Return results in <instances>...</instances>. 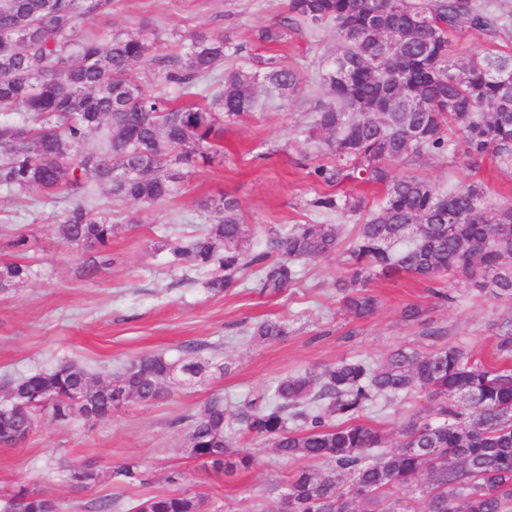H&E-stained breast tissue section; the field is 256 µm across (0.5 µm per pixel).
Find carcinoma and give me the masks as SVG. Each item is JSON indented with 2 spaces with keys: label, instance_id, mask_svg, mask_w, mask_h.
<instances>
[{
  "label": "carcinoma",
  "instance_id": "carcinoma-1",
  "mask_svg": "<svg viewBox=\"0 0 512 512\" xmlns=\"http://www.w3.org/2000/svg\"><path fill=\"white\" fill-rule=\"evenodd\" d=\"M111 0H0V188L13 196L54 199L62 191L107 186L113 198L152 204L170 197L183 170L211 159L223 119L250 112L257 84L286 99L301 88L286 64L259 62L231 70L206 94L198 83L224 60L222 35L194 34L184 55L158 52V37L143 30L109 39L80 34V21L103 13ZM336 26L340 48L321 79L331 100L318 104L308 139L325 145L310 175L328 187L364 182L384 191L369 211L348 254L342 311L365 318L378 307L368 283L377 277L413 276L435 282L461 274L477 292L512 301V204L490 208L484 187L470 183L440 192L398 164L454 151L472 169L493 156L512 168V54L458 59L451 36L467 25L492 30L499 18L472 0H288V16L260 31L278 41L289 23ZM348 77L336 81L337 62ZM147 64L165 87L188 99L177 105L129 79ZM91 132L97 152L84 150ZM309 206L323 213H356L361 201L323 193ZM238 202L210 203L204 233L170 248V263L212 269L208 288L227 292L256 278L277 292L294 276L292 263L326 257L339 247L338 224H297L270 231L266 250L246 248L249 233ZM62 240L100 251L115 227L74 200L58 226ZM279 258H272L273 253ZM29 266L0 267V290L25 280ZM260 340L288 335L280 320L250 330ZM500 358L512 356V323L495 336ZM204 370L188 356L146 355L101 380L75 362L6 381L11 412L0 413V444L26 439L45 413L66 424L95 423L127 403L151 405L168 394L177 376ZM412 390L433 408L405 420L398 438L361 418L381 399ZM269 441L289 459L322 460L329 469L302 468L282 487L276 512H512V368L473 360L459 348L428 352L398 349L385 361H342L287 376L273 393L244 401L230 412L209 401L189 420L191 457L216 473L251 464L237 455L224 426ZM82 488L102 472L93 463L68 469ZM405 490L408 496L396 492ZM26 512H57L44 493L25 486L6 496ZM135 512H209L198 493L157 494Z\"/></svg>",
  "mask_w": 512,
  "mask_h": 512
}]
</instances>
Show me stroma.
Listing matches in <instances>:
<instances>
[{
  "instance_id": "35a3bbf8",
  "label": "stroma",
  "mask_w": 512,
  "mask_h": 512,
  "mask_svg": "<svg viewBox=\"0 0 512 512\" xmlns=\"http://www.w3.org/2000/svg\"><path fill=\"white\" fill-rule=\"evenodd\" d=\"M474 2L507 24L494 31L462 27L452 37L455 54L512 51V0ZM286 14L287 0H112L108 11L82 23L83 34L96 36L156 29L162 52L169 54L184 53L193 34H220L231 47L224 69L250 70L276 59L302 74L303 88L286 101L259 88L257 107L225 123L211 161L189 169L178 193L165 201L116 202L98 188L95 203L116 226L104 251L92 254L62 241L63 205L33 196L0 202V264L21 262L31 270L28 279L0 291V385L68 361L106 380L140 357L161 353L175 360L190 347L205 366L197 378L172 385L159 402L123 405L91 427L79 419L59 424L39 417L25 441L0 445V499L25 485L44 490L58 512H88L89 504L115 496L120 504L114 512H133L150 493L203 492L211 512H274L279 484L299 468H319V461L281 457L232 424L226 432L234 449L251 457L250 468L229 477L205 470L185 447L187 416L214 398L236 403L288 375L345 360L377 361L398 349L454 346L474 359L493 360L494 336L512 320V302L477 293L461 275L434 287L409 277L375 280L370 288L379 306L372 316L352 319L341 311L346 247L360 217L309 208L326 187L310 177L293 148L303 141L317 100L326 96L320 75L339 41L335 28L304 23L280 41L259 39L260 29ZM404 170L439 190L478 180L495 203L512 202V170L493 160L474 170L460 157L430 156ZM223 195L238 201L252 251L264 250L267 228L286 231L297 224L343 225L342 246L295 263L293 281L279 293L242 287L213 293L205 286L209 272L168 264L164 243L198 233L209 222L206 202ZM91 257L98 262L92 275L84 268ZM441 291L447 300L438 299ZM410 305L423 311L414 323L402 317ZM270 319L287 321L286 337L243 339L244 329ZM430 406L424 393L412 392L380 400L366 421L392 434L409 415ZM84 462L103 472L89 489L67 477L68 467ZM127 464L138 466L143 483L121 481L117 472Z\"/></svg>"
}]
</instances>
